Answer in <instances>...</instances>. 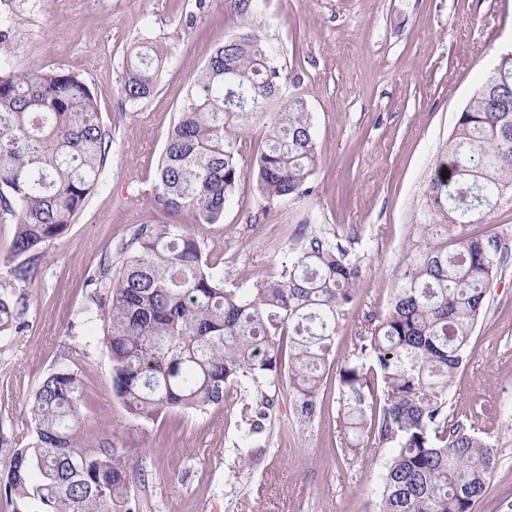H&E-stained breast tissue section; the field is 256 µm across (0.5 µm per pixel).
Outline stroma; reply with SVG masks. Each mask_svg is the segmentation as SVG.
Here are the masks:
<instances>
[{"label": "stroma", "mask_w": 512, "mask_h": 512, "mask_svg": "<svg viewBox=\"0 0 512 512\" xmlns=\"http://www.w3.org/2000/svg\"><path fill=\"white\" fill-rule=\"evenodd\" d=\"M17 25L0 67L79 73L112 132V155L86 208L43 246L29 281L22 332L0 335V466L30 430L28 401L64 360H83L85 434L111 436L145 475L140 512H375L388 451L344 458L336 401L297 423L281 394L242 467L241 387L233 406L130 420L112 392L89 280L119 260L136 224L156 219L159 159L178 108L214 48L240 33L233 0H0ZM253 22L292 75L288 95L307 100L319 164L311 196L265 209L244 183L218 224L190 212L169 223L194 233L229 283L277 276L303 230L356 238L362 259L354 316L385 308L403 242L422 220L423 197L459 113L512 52V0H260ZM163 37L174 53L157 92L142 103L117 95L134 40ZM459 416L478 414L498 466L474 512H512V264L490 288L470 358L448 393Z\"/></svg>", "instance_id": "stroma-1"}]
</instances>
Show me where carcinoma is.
<instances>
[{
  "mask_svg": "<svg viewBox=\"0 0 512 512\" xmlns=\"http://www.w3.org/2000/svg\"><path fill=\"white\" fill-rule=\"evenodd\" d=\"M173 55L162 41L133 43L121 101L153 96ZM288 70L253 26L219 45L179 107L159 160L154 208L224 219L246 178L271 209L314 190L319 162L311 113L283 97ZM258 126L265 149L250 169L238 146ZM112 134L89 85L65 70L0 69V221L15 224L11 273L27 281L44 244L85 207L106 167ZM512 203V57L489 72L459 113L446 160L425 192V222L402 247L387 306L369 308L336 364V342L361 276L351 249L320 231L299 235L279 276L226 284L200 242L178 224L134 227L117 265L90 279L112 364V390L129 418L203 412L237 387L244 446L264 431L288 388L297 422L321 414L336 368V440L346 457L390 450L376 512H472L495 472L479 416L448 412V391L469 360L489 288L512 258L508 241L468 227ZM26 297L0 294V335L26 326ZM83 375L62 366L29 401L31 429L10 450L0 487L14 512H140V472L125 449L83 431Z\"/></svg>",
  "mask_w": 512,
  "mask_h": 512,
  "instance_id": "1",
  "label": "carcinoma"
}]
</instances>
